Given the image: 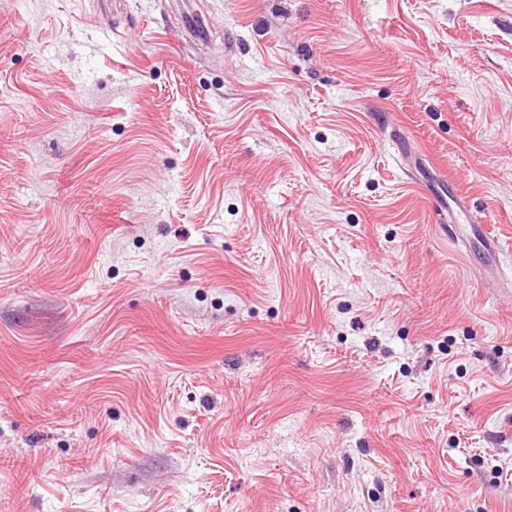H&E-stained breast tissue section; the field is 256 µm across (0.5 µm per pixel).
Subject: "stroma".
<instances>
[{"label":"stroma","mask_w":512,"mask_h":512,"mask_svg":"<svg viewBox=\"0 0 512 512\" xmlns=\"http://www.w3.org/2000/svg\"><path fill=\"white\" fill-rule=\"evenodd\" d=\"M0 512H512V0H0ZM437 206L438 215L441 216L443 224H448L452 235L468 239L467 232L471 230L473 236H478L483 245L484 251L481 252L482 267L485 274L488 276L492 269L500 271L498 266V256L500 254V244L497 235L492 231H488L484 224H474L478 221L473 216L472 211L466 205L465 198L456 195L448 194V201L441 198L434 199ZM494 256L493 261L488 260V254Z\"/></svg>","instance_id":"35a3bbf8"}]
</instances>
